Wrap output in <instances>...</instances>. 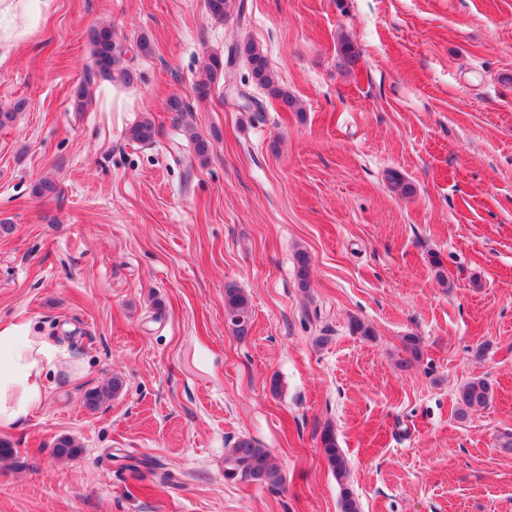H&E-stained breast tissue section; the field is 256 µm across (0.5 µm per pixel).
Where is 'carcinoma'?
Here are the masks:
<instances>
[{"label":"carcinoma","mask_w":512,"mask_h":512,"mask_svg":"<svg viewBox=\"0 0 512 512\" xmlns=\"http://www.w3.org/2000/svg\"><path fill=\"white\" fill-rule=\"evenodd\" d=\"M89 41L92 45V67L83 81L73 90L74 108L78 112L83 111L90 102L89 87L92 85L93 78L125 84L132 80V73L121 66L124 51L114 39L112 27L99 25L92 28L89 32ZM237 53L246 57L251 78L256 85L275 97L283 108L295 112L301 111L297 99L279 86L266 55L258 45L248 41L237 48ZM219 83L231 86L234 78L224 67V57L217 53H210L204 57L201 64L200 75L195 84L197 96L201 99L208 97L212 87ZM187 132L192 148V159L200 165L205 164L212 151L211 142L191 126L187 127ZM155 135L156 126L148 117L135 123L128 131V139L135 143H149ZM387 182L390 190L399 196H408L413 193L411 183L397 171L388 173ZM224 317L232 326L235 336L239 338L248 336L253 322V312L250 299L243 289L236 287L224 289ZM122 386L123 382L119 378H112L106 386L87 392L86 405L90 409L97 408L105 399L118 393ZM491 395L492 389L486 380L475 379L468 382L459 392L457 416L464 419L469 412L486 407ZM320 442L322 454L342 486L341 512H361L358 498L346 485L347 460L343 450L338 446L334 430L328 426L325 427L322 430ZM82 452V445L70 436L60 437L53 450L54 455L61 459H75ZM224 481L276 487L282 483L283 478L269 450L262 447L255 439L243 435L238 437L231 447L225 449Z\"/></svg>","instance_id":"cac0c4a2"}]
</instances>
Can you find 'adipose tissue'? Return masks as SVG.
I'll list each match as a JSON object with an SVG mask.
<instances>
[{
  "label": "adipose tissue",
  "instance_id": "adipose-tissue-1",
  "mask_svg": "<svg viewBox=\"0 0 512 512\" xmlns=\"http://www.w3.org/2000/svg\"><path fill=\"white\" fill-rule=\"evenodd\" d=\"M52 0H0V49L31 33L27 13H42ZM61 348L19 320L0 325V428L17 429L45 404L46 378L61 368Z\"/></svg>",
  "mask_w": 512,
  "mask_h": 512
}]
</instances>
